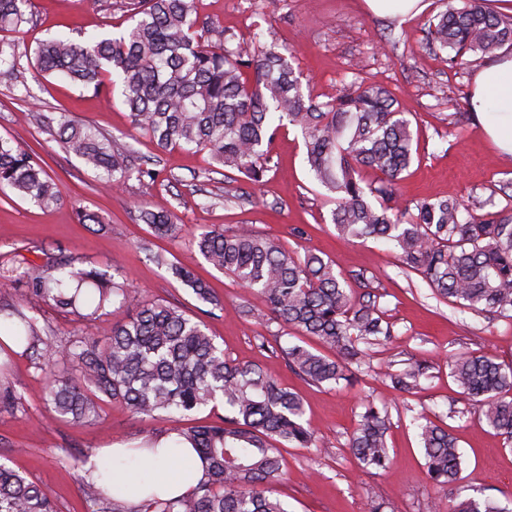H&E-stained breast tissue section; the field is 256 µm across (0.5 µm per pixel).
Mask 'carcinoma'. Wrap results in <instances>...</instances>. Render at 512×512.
<instances>
[{
    "instance_id": "1",
    "label": "carcinoma",
    "mask_w": 512,
    "mask_h": 512,
    "mask_svg": "<svg viewBox=\"0 0 512 512\" xmlns=\"http://www.w3.org/2000/svg\"><path fill=\"white\" fill-rule=\"evenodd\" d=\"M131 24L117 37L97 35L77 42L65 33L33 49L35 68L46 77L96 93H118L134 130L162 151L207 150L213 161L262 182L267 163L262 146L285 124L300 128L309 172L335 208L331 221L347 241L393 245L403 269L414 272L432 293L476 313L512 318V181L498 188L506 206L477 214L453 198H423L414 208L397 204L396 186L416 149L411 120L390 91L360 81L339 99L317 101L303 90L291 56L258 37L228 46L224 29L201 17L196 0H131ZM31 0H0V30L24 33ZM432 49L446 53L451 68L468 53L492 55L512 43V20L484 9L481 0H447L431 31ZM19 42L0 40V80L20 83ZM57 126L63 148L84 161L107 187L119 189L135 176L155 181L156 170L112 148V139L66 113L42 115ZM381 177L367 183L362 171ZM0 188L44 210L63 200L59 185L31 149L0 138ZM139 219L158 238L176 237L177 216L143 207ZM202 257L257 295L276 320L300 336L336 351L332 359L303 345L284 350L288 366L317 384L347 381L352 366L367 364L359 344L392 336L381 295L343 283L331 261L300 255L250 228L233 232L209 227L196 236ZM164 266L196 299L217 309L221 301L195 273L161 252ZM26 280V309H1L16 346L36 355L43 396L62 418L78 424L98 419L103 404L119 402L135 416L174 423L175 446L192 448L203 478L192 493L162 499L152 493L128 505L125 489L110 498L92 482L83 485L91 512H289L273 496L283 478V448H318L304 419L300 397L256 364L229 359L206 332V324L167 301L137 304L115 277L71 260L46 272L0 266V281ZM44 305L94 321L111 306L130 310L103 340L73 337L62 347L39 327ZM426 361L411 358L393 376L410 390L426 376ZM449 375L476 406L478 419L512 447V362L491 355L461 354ZM224 416L190 427L178 423L210 404ZM386 407L369 403L348 448L365 469L387 470ZM426 472L446 487L461 473L457 439L427 420L419 424ZM0 512H58L54 498L28 476L0 463ZM449 512H512L497 500L470 497Z\"/></svg>"
}]
</instances>
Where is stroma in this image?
I'll return each mask as SVG.
<instances>
[{"label": "stroma", "instance_id": "stroma-1", "mask_svg": "<svg viewBox=\"0 0 512 512\" xmlns=\"http://www.w3.org/2000/svg\"><path fill=\"white\" fill-rule=\"evenodd\" d=\"M417 16L400 20L369 12L364 0H198L234 40L261 33L278 50H290L303 87L324 101L350 92L365 80L389 89L418 134L415 160L397 185L400 205L425 197L454 198L478 213L501 209V181H512V162L484 134L468 97L477 71L488 60L468 54L460 68L448 67L444 53L426 49L430 26L446 0H422ZM33 21L21 49L31 50L49 33L69 30L119 34L127 25L126 0H32ZM25 89L0 82V137L38 152L63 201L44 211L12 192H0V265L27 261L43 265L68 259L103 272H122L140 299H162L199 312L195 297L171 273L158 266L151 251L190 265L224 302L203 316L207 332L226 356L260 365L302 398L305 417L321 449H283L284 479L273 493L289 512H448L467 497L512 502V448L486 425L449 375V361L463 353L491 354L512 362V321L458 309L433 297L413 273L398 265L391 245L340 239L331 222L332 206L305 163L299 128L286 126L268 147V171L260 185L234 170L217 171L205 151L158 150L131 130L129 113L118 98L82 91L39 75L23 73ZM68 113L132 152L139 163L159 170L156 181L129 180L112 191L82 160L67 153L40 114ZM150 203L171 209L180 232L157 239L139 219ZM102 215L105 229L77 220V210ZM251 226L290 251H311L329 258L345 281L364 275L381 294L393 334L372 346L369 364L351 385L318 387L291 370L281 354L293 343L313 346V339L285 333L261 300L241 288L231 275L210 266L192 241L204 227L227 230ZM249 315H242V307ZM118 310L94 321L44 307L40 322L56 344L78 335L104 339ZM426 359L431 368L420 389L394 388L391 376L409 357ZM44 381L29 354L0 358V388H11L19 404L0 406V462L28 473L55 499L60 512H88L83 499L87 452L121 443L132 447L161 434L165 420L136 418L120 403L104 405L99 420L77 425L61 418L43 400ZM386 405V435L392 458L388 471L363 469L347 442L364 403ZM445 427L463 454L460 478L437 488L423 465L418 418Z\"/></svg>", "mask_w": 512, "mask_h": 512}]
</instances>
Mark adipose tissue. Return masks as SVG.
I'll use <instances>...</instances> for the list:
<instances>
[{
    "label": "adipose tissue",
    "instance_id": "1",
    "mask_svg": "<svg viewBox=\"0 0 512 512\" xmlns=\"http://www.w3.org/2000/svg\"><path fill=\"white\" fill-rule=\"evenodd\" d=\"M470 105L484 133L501 152L512 155V54L478 70ZM126 452L125 446L115 444L89 457L85 473L104 496H112L116 486L124 485L128 488L125 498L133 504L153 492L164 499L180 497L191 492L202 475L200 468L184 465L185 449L174 447L169 439L155 451L139 452L135 468L113 467L112 459Z\"/></svg>",
    "mask_w": 512,
    "mask_h": 512
}]
</instances>
